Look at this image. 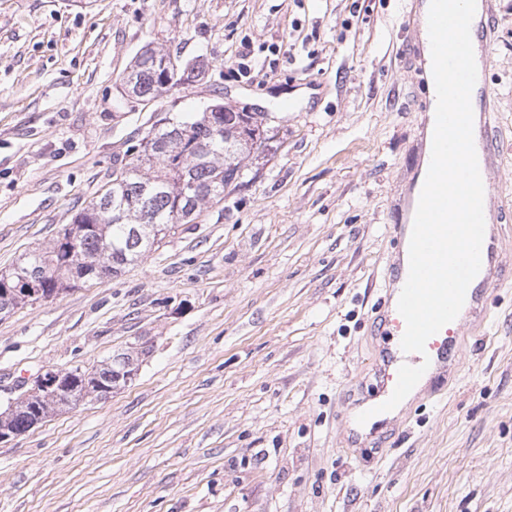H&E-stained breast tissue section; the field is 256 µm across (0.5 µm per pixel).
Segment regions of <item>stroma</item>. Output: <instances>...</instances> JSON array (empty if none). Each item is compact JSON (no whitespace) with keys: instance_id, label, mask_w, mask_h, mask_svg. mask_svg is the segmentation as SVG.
Here are the masks:
<instances>
[{"instance_id":"1","label":"stroma","mask_w":512,"mask_h":512,"mask_svg":"<svg viewBox=\"0 0 512 512\" xmlns=\"http://www.w3.org/2000/svg\"><path fill=\"white\" fill-rule=\"evenodd\" d=\"M413 0H0V272L48 248L155 115L266 116L242 183L159 249L0 318V408L139 345V371L0 443V512H512V277L396 437L348 448L427 96ZM497 181L512 200V0H494ZM151 47L205 72L122 89ZM249 47L252 78L227 62ZM295 107L284 112L282 100Z\"/></svg>"}]
</instances>
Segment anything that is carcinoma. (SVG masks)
<instances>
[{
	"mask_svg": "<svg viewBox=\"0 0 512 512\" xmlns=\"http://www.w3.org/2000/svg\"><path fill=\"white\" fill-rule=\"evenodd\" d=\"M167 55L146 48L136 56L131 73L139 79L143 100L149 102L188 80L196 70L191 62L164 65ZM215 113L211 106L193 116L167 114L158 117L131 146L129 159L115 161L102 193L81 208L73 218L82 234L71 237L66 227L46 251L28 259L31 280L50 292L76 286L69 258L99 262L116 274L160 243L154 225L171 230L197 216L203 206L224 199V191L240 179L245 161L261 154L269 140L264 117L259 112L224 113V133H213ZM148 202L154 224L139 222L140 201ZM120 353L88 369L67 372L64 390L50 393L40 403L39 413L10 417L0 413V426L17 433L28 431L35 421L84 399L86 381L92 379L107 389L124 386L112 376V362Z\"/></svg>",
	"mask_w": 512,
	"mask_h": 512,
	"instance_id": "carcinoma-1",
	"label": "carcinoma"
}]
</instances>
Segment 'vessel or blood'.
Here are the masks:
<instances>
[{
	"mask_svg": "<svg viewBox=\"0 0 512 512\" xmlns=\"http://www.w3.org/2000/svg\"><path fill=\"white\" fill-rule=\"evenodd\" d=\"M483 9L476 13L470 27L472 40L490 44L493 33V0H482ZM428 15L421 11L410 14L411 38L396 50L401 61L429 51ZM499 96V90L489 79L478 77L472 92L474 111V143L479 171L484 186L485 237L481 249L482 265L478 275L467 289L465 303L451 323L429 338L425 354L407 353L401 348V339L406 323L398 311V297L409 273V261L402 258L395 264V274L390 283L392 295L384 303V309L377 318L378 332L385 336L382 348L374 366L376 388L379 396L389 398L395 388L398 370L402 365L417 366L428 363L430 370L441 373L447 371L456 359L461 335L466 326L477 327L485 323L488 309L485 298L500 280L503 271L502 234L503 228L497 218L505 211V200L500 199L495 179L494 161L500 154L497 137L491 125L489 108Z\"/></svg>",
	"mask_w": 512,
	"mask_h": 512,
	"instance_id": "1",
	"label": "vessel or blood"
}]
</instances>
